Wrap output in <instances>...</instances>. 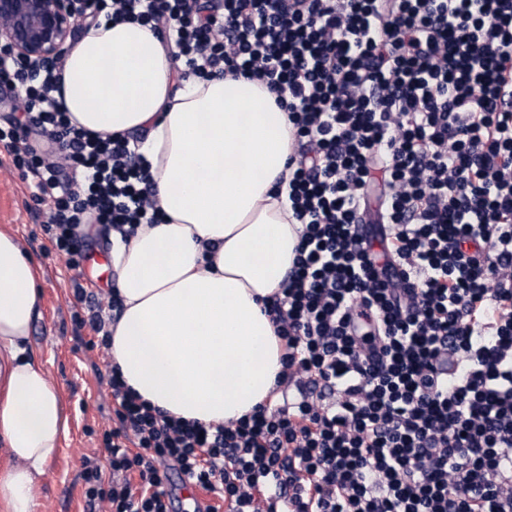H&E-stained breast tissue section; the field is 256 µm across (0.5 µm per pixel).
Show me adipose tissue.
Returning a JSON list of instances; mask_svg holds the SVG:
<instances>
[{
  "mask_svg": "<svg viewBox=\"0 0 512 512\" xmlns=\"http://www.w3.org/2000/svg\"><path fill=\"white\" fill-rule=\"evenodd\" d=\"M74 123L140 133L166 221L112 239L122 311L111 361L172 416L234 422L275 397L282 349L264 302L295 256L298 227L274 189L291 127L256 81L180 76L149 29L103 23L73 43L58 95ZM41 274L0 229V512H36L40 479L67 431L59 388L29 338Z\"/></svg>",
  "mask_w": 512,
  "mask_h": 512,
  "instance_id": "adipose-tissue-1",
  "label": "adipose tissue"
}]
</instances>
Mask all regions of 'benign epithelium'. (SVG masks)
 Returning a JSON list of instances; mask_svg holds the SVG:
<instances>
[{"label":"benign epithelium","mask_w":512,"mask_h":512,"mask_svg":"<svg viewBox=\"0 0 512 512\" xmlns=\"http://www.w3.org/2000/svg\"><path fill=\"white\" fill-rule=\"evenodd\" d=\"M84 25L74 0H0V42L45 65L67 53Z\"/></svg>","instance_id":"7a95c632"}]
</instances>
